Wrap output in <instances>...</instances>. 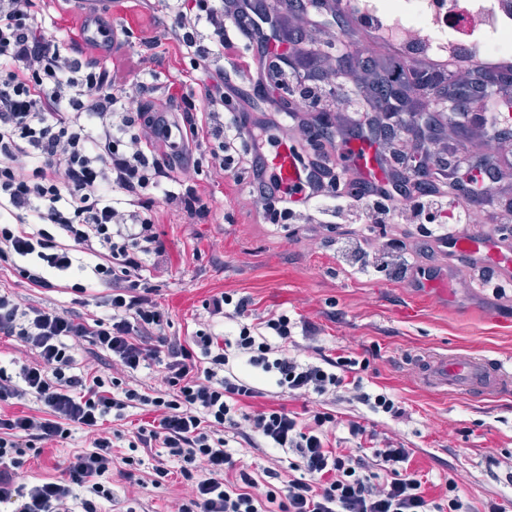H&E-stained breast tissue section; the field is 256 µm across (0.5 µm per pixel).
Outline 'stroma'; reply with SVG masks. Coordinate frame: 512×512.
I'll use <instances>...</instances> for the list:
<instances>
[{
  "label": "stroma",
  "mask_w": 512,
  "mask_h": 512,
  "mask_svg": "<svg viewBox=\"0 0 512 512\" xmlns=\"http://www.w3.org/2000/svg\"><path fill=\"white\" fill-rule=\"evenodd\" d=\"M105 14L121 26V42L112 52L113 63L128 76L137 73L136 58L154 45L155 90L147 99L148 112L165 113L178 122L185 101L203 105L211 80L194 70L188 58L167 37V20L159 0H106ZM45 24L65 47L84 50L83 6L79 0H46ZM334 30L304 29L301 44L271 47L264 67L287 56L292 68L308 67L311 52L331 56L333 68H351L365 59L395 55V47L363 42L356 22L345 27L343 55L332 47ZM199 173L194 183L210 208L208 217H188L156 201V230L165 254L147 281L151 298L169 318V336L190 344L208 317L205 304L227 292L250 301L253 316L285 312L312 324L315 340L298 337L301 357L318 362L320 356H351L361 361L358 375L367 392L385 391L406 410L394 419L373 413L361 403L341 397L328 401L318 396L286 400V407L311 418L326 411L342 420H355L378 439L410 449V468L437 485L453 479L472 512H481L486 500L512 512V390L493 398L435 392L419 381L411 358L416 354H473L512 366V279L499 265H469L457 271V283L447 299L430 288H412L393 277L386 265L369 270L348 267L339 243L357 240L373 255H406L414 267L441 268L444 257L427 235L428 227L407 219L369 228L344 221L340 224L272 220L262 207L247 198L240 172L216 174L208 165V152L192 149ZM496 164L502 175L500 193L493 204L479 207L469 226L471 235L484 234L512 214V153L500 151ZM57 287L34 288L16 267L0 265V290L22 303L50 307L86 319L102 317L94 293L76 295L69 277ZM90 437L75 431L65 439L29 447L21 469L26 482L60 478L64 462L87 449ZM166 461L171 475L156 486L150 473ZM180 463L155 448L145 456L132 484L119 474L108 481L112 499L103 512H174L188 502L191 489L178 474Z\"/></svg>",
  "instance_id": "35a3bbf8"
}]
</instances>
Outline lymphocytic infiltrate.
Here are the masks:
<instances>
[{"mask_svg": "<svg viewBox=\"0 0 512 512\" xmlns=\"http://www.w3.org/2000/svg\"><path fill=\"white\" fill-rule=\"evenodd\" d=\"M312 9L338 27L348 17L361 25L370 21L359 6L344 11L328 0H297L287 9L259 0H166L170 40L194 68L215 75L206 116L186 103L175 135L162 117L144 112L152 55L139 56L137 77H120L111 66L69 54L46 28L40 0H0V260H21L23 277L38 288L51 287L58 272L80 276L73 286L78 293L100 286L110 291L107 317L91 323L0 292V335L18 337L35 356L18 377L0 373V400L33 397L44 407L0 414V505L13 512H71L76 500L81 512H101L102 501L112 498L103 478L115 462L125 464L124 478L133 479L135 453L158 442L182 459L180 474L192 489L190 506L178 512H469L454 481L445 483V502L428 496L423 479L409 469V449L389 441L363 448L369 433L359 422L347 424L352 447L333 448L329 434L336 419L330 413L305 424L282 406L248 410L247 401L264 394L258 380L268 377L293 399L349 390L372 412L404 416L393 397L364 391L356 359L301 362L294 332L312 334L311 325L271 314L259 326L240 327L238 335H221L224 322L248 307L247 300L223 293L208 301V326L190 347L167 336L165 312L139 290L144 272L164 253L147 191L162 188L163 201L188 215L209 212L192 185L194 168L176 164L189 144L215 142L209 164L220 174L248 160L249 197L279 217L319 211L326 186L337 179L330 156L306 160L302 200L273 191L257 159L260 144L275 142L271 126L258 120L252 133L244 132L246 115L232 84L254 71L249 42L282 40L287 20ZM479 53L476 42L454 44L451 63L439 72L448 84L444 95L426 97L419 113L431 119L452 111L466 118L473 100L495 93L492 83L459 85L460 67ZM406 83L381 66L371 88L347 81L352 128L372 132L379 113L399 111L398 92ZM390 156L400 169L409 164L421 170L424 182L408 187L399 169L388 186H366L350 200L337 195L331 218L388 224L398 216L391 205L398 197L415 219L447 207L432 181L455 182L460 167L433 159L427 136ZM85 336L109 354L113 370L133 380L141 370L163 366V388L150 393L134 380L117 393L103 375L76 371L68 342ZM139 406L150 408L153 418L129 439L128 455L114 459V442L102 425ZM75 429L92 435L90 448L72 456L61 478L24 483L23 447L67 438ZM233 435L288 455L287 476L237 462Z\"/></svg>", "mask_w": 512, "mask_h": 512, "instance_id": "1", "label": "lymphocytic infiltrate"}]
</instances>
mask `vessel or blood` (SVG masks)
Segmentation results:
<instances>
[{"label":"vessel or blood","mask_w":512,"mask_h":512,"mask_svg":"<svg viewBox=\"0 0 512 512\" xmlns=\"http://www.w3.org/2000/svg\"><path fill=\"white\" fill-rule=\"evenodd\" d=\"M86 37L95 43L99 55H106L112 44L118 43V31L108 21L95 13L86 16ZM347 154L356 158L360 171L369 178H381L383 165L371 145L360 142L345 145ZM263 165L272 171L282 186L302 184L305 170L297 148L281 144L263 154ZM500 230L492 229L479 238L471 237L465 230L455 228L448 234L445 252L450 261L466 263H502ZM420 378L434 389L464 395L477 393L494 397L512 388V369L493 363L481 356L444 354L428 357L420 363Z\"/></svg>","instance_id":"obj_1"}]
</instances>
